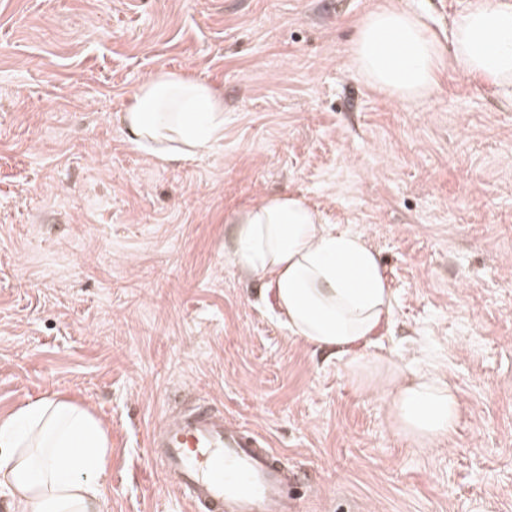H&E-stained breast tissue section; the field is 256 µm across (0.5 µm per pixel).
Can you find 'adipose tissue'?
<instances>
[{"label": "adipose tissue", "mask_w": 512, "mask_h": 512, "mask_svg": "<svg viewBox=\"0 0 512 512\" xmlns=\"http://www.w3.org/2000/svg\"><path fill=\"white\" fill-rule=\"evenodd\" d=\"M350 53L367 84L402 100L431 94L446 65L512 106V0H467L444 42L418 15L380 7L360 21ZM120 121L143 154L186 162L223 139L224 99L208 83L160 69ZM230 222L235 264L273 289L292 336L343 362L360 387H381L396 434L430 448L455 432L462 403L443 376L369 350L393 315V296L362 235L326 223L291 193L262 199ZM111 467V435L74 398L55 393L0 416L7 512H102Z\"/></svg>", "instance_id": "ef3b65f1"}]
</instances>
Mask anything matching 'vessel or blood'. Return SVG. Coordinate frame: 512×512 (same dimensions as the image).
I'll use <instances>...</instances> for the list:
<instances>
[{
	"label": "vessel or blood",
	"instance_id": "1",
	"mask_svg": "<svg viewBox=\"0 0 512 512\" xmlns=\"http://www.w3.org/2000/svg\"><path fill=\"white\" fill-rule=\"evenodd\" d=\"M151 458L191 512H299L304 483L255 430L199 403L150 430Z\"/></svg>",
	"mask_w": 512,
	"mask_h": 512
}]
</instances>
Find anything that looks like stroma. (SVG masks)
Segmentation results:
<instances>
[{"label": "stroma", "instance_id": "35a3bbf8", "mask_svg": "<svg viewBox=\"0 0 512 512\" xmlns=\"http://www.w3.org/2000/svg\"><path fill=\"white\" fill-rule=\"evenodd\" d=\"M439 39L466 0H0V416L60 393L112 432L104 512H185L147 436L201 400L266 437L300 512H512V108L443 68L407 102L350 44L383 2ZM167 69L224 94V138L160 165L119 114ZM282 192L363 235L395 300L381 343L463 412L419 448L377 389L291 336L230 256Z\"/></svg>", "mask_w": 512, "mask_h": 512}]
</instances>
